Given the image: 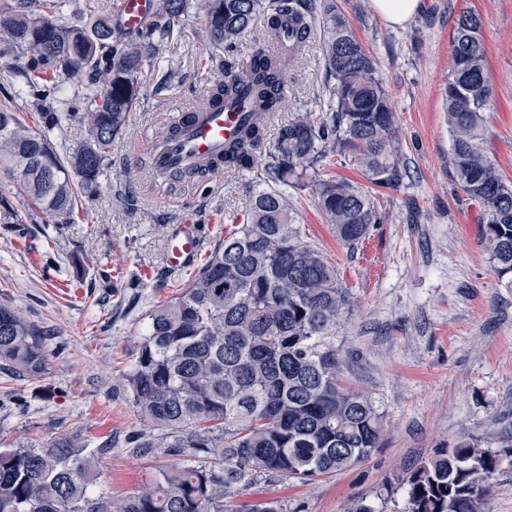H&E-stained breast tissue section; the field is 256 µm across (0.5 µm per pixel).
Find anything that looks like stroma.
Masks as SVG:
<instances>
[{
  "instance_id": "35a3bbf8",
  "label": "stroma",
  "mask_w": 512,
  "mask_h": 512,
  "mask_svg": "<svg viewBox=\"0 0 512 512\" xmlns=\"http://www.w3.org/2000/svg\"><path fill=\"white\" fill-rule=\"evenodd\" d=\"M378 64L400 127L407 174L375 188L379 216L355 248L341 244L312 190H291L297 224L336 265L351 303L331 338L342 379L365 392L383 417L381 446L355 467L315 482L272 477L235 497L238 505L275 501L284 512H348L366 499L376 512H400L405 492L382 501L380 486L421 458L461 438L498 449L512 424V278L499 276L481 243L485 209L457 187L449 163L445 88L461 12L483 20L486 78L493 90L485 147L512 180V0H422L404 24L387 23L371 0H336ZM264 41L262 22L233 51L213 50L199 10L163 40L141 75L140 99L125 135L112 147L97 196L83 198L71 223L36 209L0 170V304L45 330L48 370L39 380L0 372V448L67 436L101 448L94 496L136 495L172 464L123 440L140 429L122 390L152 307L176 295L191 272L165 265L170 225L192 215L211 253L242 223L259 185L255 173H218L190 187L152 183L149 146L163 115L192 107L205 78L243 68ZM317 45L292 71L267 133L319 117L328 95ZM0 105L32 123L58 108L43 86L28 87L14 56L0 55Z\"/></svg>"
}]
</instances>
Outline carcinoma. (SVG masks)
Here are the masks:
<instances>
[{
	"label": "carcinoma",
	"mask_w": 512,
	"mask_h": 512,
	"mask_svg": "<svg viewBox=\"0 0 512 512\" xmlns=\"http://www.w3.org/2000/svg\"><path fill=\"white\" fill-rule=\"evenodd\" d=\"M193 0H158L155 21L130 38L98 0H0V43L24 60L29 82L79 78L70 98L81 111L38 113L28 126L0 107V168L35 206L69 217L78 192L96 194L112 143L138 103L139 78L156 53V38L180 24ZM214 47H233L257 18L275 42L301 26H318L329 105L317 120L283 126L272 146L269 125L279 111L290 63L310 41L293 46L288 61L247 64L233 81L201 89L194 107L254 92L253 119L224 156L192 163L185 173L203 180L255 170L263 181L246 222L224 233L207 261L175 300L153 307L123 390L147 431L128 448L190 456L162 469L137 495L107 504L94 498L96 456L66 436L46 446L0 448V512H241L233 493L266 477L314 481L349 469L380 446L382 416L371 399L344 387L340 358L329 343L349 304L339 272L304 239L286 187H309L336 239L355 247L377 223L374 198L355 182L324 177L328 156L349 157L374 186L402 178L393 144L395 113L372 56L336 0H200ZM482 20L462 12L453 37L445 90L450 164L458 187L486 212L482 244L497 272L512 275V181L485 150L486 80ZM33 53L27 59L25 54ZM78 122L88 136L74 145L53 138ZM34 380L47 371L44 331L0 306V369ZM500 449L462 439L435 450L402 479L401 512H482L503 466L512 467V430Z\"/></svg>",
	"instance_id": "cac0c4a2"
}]
</instances>
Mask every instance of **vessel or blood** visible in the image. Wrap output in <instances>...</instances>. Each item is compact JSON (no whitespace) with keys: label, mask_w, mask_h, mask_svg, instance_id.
<instances>
[{"label":"vessel or blood","mask_w":512,"mask_h":512,"mask_svg":"<svg viewBox=\"0 0 512 512\" xmlns=\"http://www.w3.org/2000/svg\"><path fill=\"white\" fill-rule=\"evenodd\" d=\"M151 7V0H121L124 26L138 29ZM248 117L247 103L243 100L188 110L179 117L164 145L151 151L153 170L171 173L185 168L188 161L222 155L225 143L236 137ZM200 254L199 225L191 220L174 225L167 243V268L173 272L187 270L194 266Z\"/></svg>","instance_id":"vessel-or-blood-1"}]
</instances>
